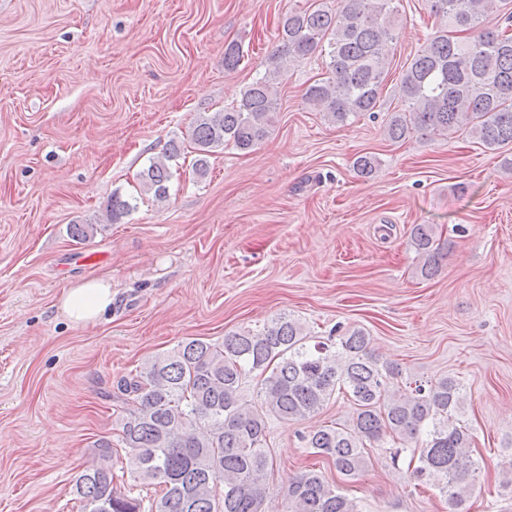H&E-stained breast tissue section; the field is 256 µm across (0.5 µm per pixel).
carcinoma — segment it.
Segmentation results:
<instances>
[{
  "label": "carcinoma",
  "instance_id": "carcinoma-1",
  "mask_svg": "<svg viewBox=\"0 0 512 512\" xmlns=\"http://www.w3.org/2000/svg\"><path fill=\"white\" fill-rule=\"evenodd\" d=\"M398 0L312 3L283 18L265 72L231 105L197 116L190 131L195 172L208 173V155L220 146L248 151L265 140L277 109V80L287 66L315 54L325 57L326 76L310 84L305 104L337 125L380 108V95L395 55ZM505 0H427L440 20L399 75L405 108L390 113L385 136L401 141L413 133L448 136L461 130L484 148L512 146V14L489 18ZM242 46L224 48V69H237ZM182 144L170 140L141 172L143 189L163 203L169 195V162ZM378 161L361 155L354 170L371 176ZM135 209L117 192L102 220L119 224ZM411 240L420 275L433 278L445 254L431 224H415ZM258 377L256 398L242 388ZM398 364L380 360L370 337L353 329L334 342L313 340L302 325L278 316L256 331L224 336L221 344L193 339L122 376L117 393L119 432L129 450L130 476L162 486L143 502L118 490L112 443L97 442L94 457L76 476L72 492L81 512H262L273 467L269 420H302L337 394L349 396L356 415L349 425H330L300 435L304 448L331 460L347 479L367 467L370 448L396 445L392 459L411 452L413 476L434 485L448 512H469L479 463L470 454L473 433L460 423L464 385L444 377L426 387L402 388ZM283 512H361L357 502L316 470L303 472L286 491Z\"/></svg>",
  "mask_w": 512,
  "mask_h": 512
}]
</instances>
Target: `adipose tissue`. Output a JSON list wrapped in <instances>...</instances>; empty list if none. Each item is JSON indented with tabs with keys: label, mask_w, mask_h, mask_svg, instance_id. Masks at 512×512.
<instances>
[{
	"label": "adipose tissue",
	"mask_w": 512,
	"mask_h": 512,
	"mask_svg": "<svg viewBox=\"0 0 512 512\" xmlns=\"http://www.w3.org/2000/svg\"><path fill=\"white\" fill-rule=\"evenodd\" d=\"M111 305V282L105 278L84 277L68 284L59 308L72 324L90 326L96 324Z\"/></svg>",
	"instance_id": "obj_1"
}]
</instances>
